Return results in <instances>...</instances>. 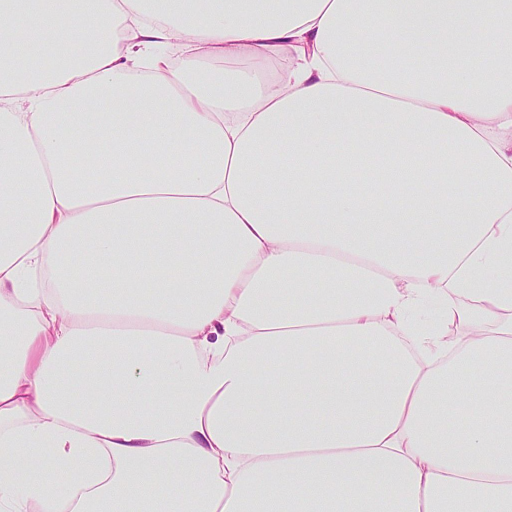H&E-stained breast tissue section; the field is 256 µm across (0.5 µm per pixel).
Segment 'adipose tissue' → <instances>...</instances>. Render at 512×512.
<instances>
[{"label": "adipose tissue", "instance_id": "ef3b65f1", "mask_svg": "<svg viewBox=\"0 0 512 512\" xmlns=\"http://www.w3.org/2000/svg\"><path fill=\"white\" fill-rule=\"evenodd\" d=\"M0 512H512V0H0Z\"/></svg>", "mask_w": 512, "mask_h": 512}]
</instances>
